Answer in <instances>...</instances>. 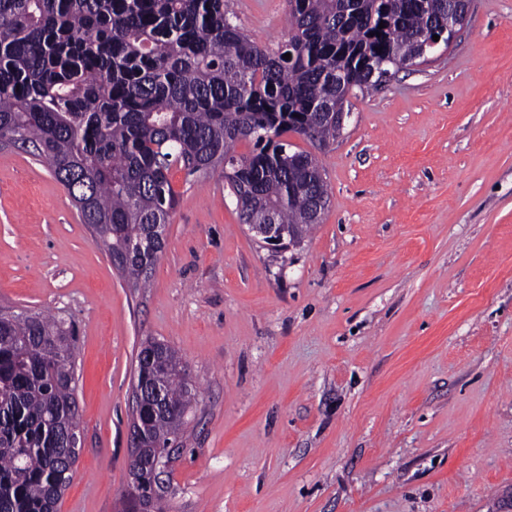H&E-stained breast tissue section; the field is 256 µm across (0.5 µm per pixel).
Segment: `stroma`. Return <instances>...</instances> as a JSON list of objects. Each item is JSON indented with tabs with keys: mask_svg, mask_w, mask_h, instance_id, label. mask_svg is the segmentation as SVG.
Segmentation results:
<instances>
[{
	"mask_svg": "<svg viewBox=\"0 0 512 512\" xmlns=\"http://www.w3.org/2000/svg\"><path fill=\"white\" fill-rule=\"evenodd\" d=\"M258 46L288 0H229ZM314 152L321 224L275 253L222 170L171 175L147 282L116 271L49 166L0 147V307L79 330L81 447L56 512H122L136 357L198 396L168 512H499L512 495V0H471L449 48L352 99Z\"/></svg>",
	"mask_w": 512,
	"mask_h": 512,
	"instance_id": "1",
	"label": "stroma"
}]
</instances>
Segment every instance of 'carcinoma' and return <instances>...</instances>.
I'll use <instances>...</instances> for the list:
<instances>
[{"label":"carcinoma","instance_id":"obj_1","mask_svg":"<svg viewBox=\"0 0 512 512\" xmlns=\"http://www.w3.org/2000/svg\"><path fill=\"white\" fill-rule=\"evenodd\" d=\"M289 3L288 42L270 52L224 0H0V144L48 164L133 287L165 247L155 227L177 205L175 168H226L241 223L270 217L302 241L329 194L315 156L283 136L317 149L336 140L329 113L419 59L431 29L469 0ZM241 143L251 149L237 153ZM77 343L73 321L0 313V512H55L71 482L78 451L63 430L80 427ZM135 379L155 408L143 428L151 455L182 435L194 388L178 353L153 339Z\"/></svg>","mask_w":512,"mask_h":512}]
</instances>
